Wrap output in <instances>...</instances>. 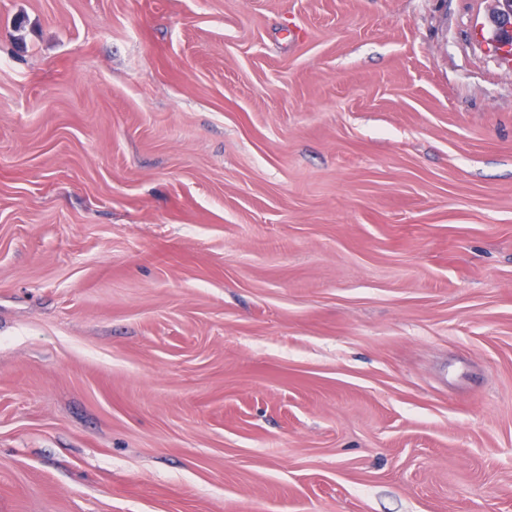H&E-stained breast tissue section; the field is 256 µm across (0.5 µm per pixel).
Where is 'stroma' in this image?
Wrapping results in <instances>:
<instances>
[{
    "label": "stroma",
    "instance_id": "obj_1",
    "mask_svg": "<svg viewBox=\"0 0 512 512\" xmlns=\"http://www.w3.org/2000/svg\"><path fill=\"white\" fill-rule=\"evenodd\" d=\"M494 0H0V512H512Z\"/></svg>",
    "mask_w": 512,
    "mask_h": 512
}]
</instances>
